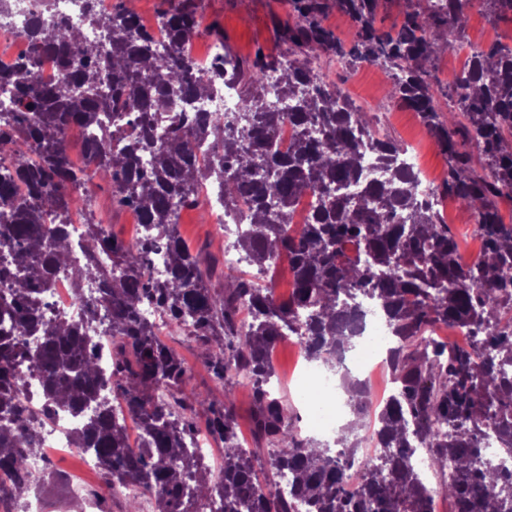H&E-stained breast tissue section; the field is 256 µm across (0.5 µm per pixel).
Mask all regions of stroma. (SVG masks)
<instances>
[{
    "label": "stroma",
    "mask_w": 512,
    "mask_h": 512,
    "mask_svg": "<svg viewBox=\"0 0 512 512\" xmlns=\"http://www.w3.org/2000/svg\"><path fill=\"white\" fill-rule=\"evenodd\" d=\"M201 19L203 38L199 52H207L210 43H221L232 56L250 62L263 56L267 62H277L288 52L281 32L292 16L288 0H191ZM465 42L490 46L501 42L512 46V12H506L497 23H490L483 9L472 6L467 10ZM328 81L332 88L347 91L349 98L370 112L379 132L402 147L412 149L423 172L436 182H443L446 156L437 141L429 137L419 116L412 109L388 103L387 95L392 82L385 69L378 64L360 63L347 69L328 63ZM442 217L456 234L464 259L477 258L481 241L474 231L470 210L457 201H450ZM178 231L192 251L216 257L224 255V240L219 237L204 207L184 210L179 217ZM164 341L177 350L190 368V387L209 393L212 399H222L200 357L195 342L179 334H164ZM275 376L279 381L276 391L287 409L292 425L305 438L333 443L334 435H320L310 430L304 419L299 391L293 381L296 370L303 365L301 348L291 340L281 342L272 354ZM52 467L70 475L73 482L85 485L94 506L93 512H124L125 497L111 491L101 475L80 468L70 454L50 451Z\"/></svg>",
    "instance_id": "obj_1"
}]
</instances>
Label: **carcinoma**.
I'll return each mask as SVG.
<instances>
[{"label":"carcinoma","instance_id":"1","mask_svg":"<svg viewBox=\"0 0 512 512\" xmlns=\"http://www.w3.org/2000/svg\"><path fill=\"white\" fill-rule=\"evenodd\" d=\"M290 2L288 57L276 68L226 53L211 75L193 77L179 55L200 28L190 7L163 14L172 51L162 54L136 13L103 17L94 0H83V26L101 31L106 44L55 21L40 29L32 53L0 60V498L59 485L54 472L35 476L28 458L44 420L64 413L79 419L73 447L93 449L107 486L129 491L125 512H139L141 494L154 498L156 512H196L201 500L221 501V512H432L438 493L451 512H512V472L480 465L491 437L512 453V222L497 205L512 195V47L495 43L473 57L455 80L461 106L445 115L438 97L448 93L430 70L433 29L444 25L445 43L458 42L469 0H425L388 30L375 26L378 0H336L356 28L348 51L321 24L320 0ZM42 51L58 60L50 83L35 76ZM329 54L344 66L378 63L391 72L388 100L417 112L448 156L441 193L477 214L480 258L463 261L439 210L417 192L406 150L374 137L369 113L331 88L319 64ZM272 69L285 108L269 102ZM228 70L240 84L236 111L195 115V103ZM109 112L128 114L131 131L104 129L88 141V161H75L67 131L103 129ZM285 123L295 137L282 150ZM159 124L168 125L162 136ZM460 140L475 143L478 159L459 151ZM196 141L208 143L207 159L194 154ZM371 152L380 178L365 176ZM209 177L220 182L224 204L248 206L234 247L256 269L220 289L210 286L217 261L192 253L177 231L176 208ZM97 179L109 184L113 201L140 213L144 234L126 242L91 219L75 267L65 227L71 211L92 213ZM306 193L319 205L297 225L294 203ZM351 238L363 246L360 261L345 258ZM160 250L166 274L155 278L149 261ZM103 253L112 257L110 270L99 264ZM284 253L293 290L277 298L262 275ZM63 267L73 268L79 291L96 283L98 299L74 316L48 319L44 297ZM367 299L381 306L395 336L387 369L396 391L370 434L375 452L353 472L357 443L348 435L334 450L286 423L271 389L270 353L297 336L306 360L341 362ZM142 306L198 344L224 400L187 389L184 358L142 317ZM448 323L465 327L469 342L432 335ZM94 325L112 337L108 371L88 335ZM28 368L44 389L37 410L24 398ZM241 379L253 387L252 449L236 431L233 388ZM347 392L356 418H367L370 396L361 384L349 383ZM112 401L138 424V445H130ZM199 433L224 443L212 485L204 464L188 455ZM264 449L272 480L256 468ZM419 451L443 476L440 488L417 470Z\"/></svg>","mask_w":512,"mask_h":512}]
</instances>
